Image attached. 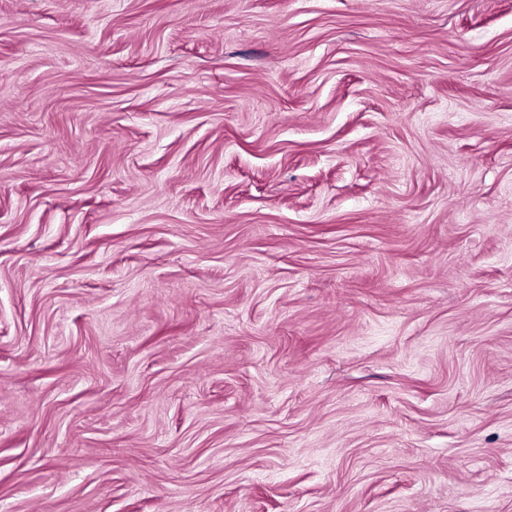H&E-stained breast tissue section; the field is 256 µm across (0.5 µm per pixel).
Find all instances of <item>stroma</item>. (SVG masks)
<instances>
[{"mask_svg":"<svg viewBox=\"0 0 512 512\" xmlns=\"http://www.w3.org/2000/svg\"><path fill=\"white\" fill-rule=\"evenodd\" d=\"M0 512H512V0H0Z\"/></svg>","mask_w":512,"mask_h":512,"instance_id":"35a3bbf8","label":"stroma"}]
</instances>
